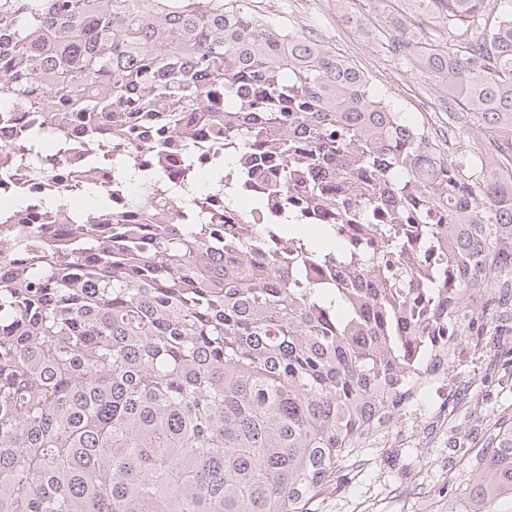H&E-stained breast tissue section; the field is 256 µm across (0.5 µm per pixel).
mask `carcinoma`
<instances>
[{"label":"carcinoma","instance_id":"carcinoma-1","mask_svg":"<svg viewBox=\"0 0 512 512\" xmlns=\"http://www.w3.org/2000/svg\"><path fill=\"white\" fill-rule=\"evenodd\" d=\"M453 34L417 65L486 137L454 156L368 75L245 0H0V129L87 121L125 151L233 139L302 202L266 237L222 215L127 224L109 200L67 244L37 226L0 256V512H314L341 462L475 448L461 512L512 497V0H412ZM315 263L324 279L307 277ZM452 336L489 353L446 421L408 439L399 403Z\"/></svg>","mask_w":512,"mask_h":512}]
</instances>
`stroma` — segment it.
Segmentation results:
<instances>
[{
    "label": "stroma",
    "mask_w": 512,
    "mask_h": 512,
    "mask_svg": "<svg viewBox=\"0 0 512 512\" xmlns=\"http://www.w3.org/2000/svg\"><path fill=\"white\" fill-rule=\"evenodd\" d=\"M253 12L321 41L370 77L393 109L409 116H426L436 138L454 135L457 149L467 152L479 136L471 119L456 130L448 128V92L428 73L410 72L394 52L395 32L410 21L406 0H250ZM426 477L425 463L404 448H392L387 458L370 456L340 488L324 490L317 512H354L376 481H383V503L377 512H448L447 497L424 506L416 496Z\"/></svg>",
    "instance_id": "obj_1"
}]
</instances>
